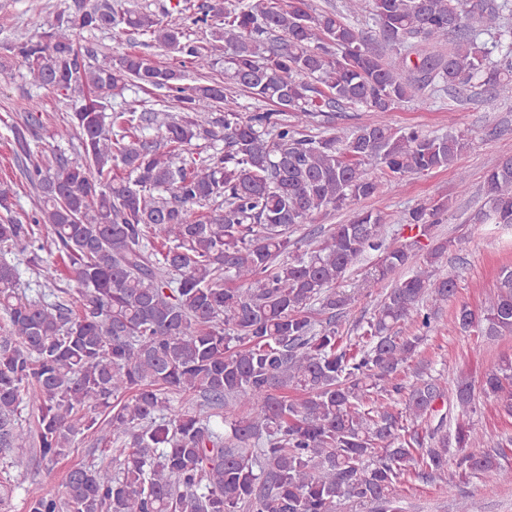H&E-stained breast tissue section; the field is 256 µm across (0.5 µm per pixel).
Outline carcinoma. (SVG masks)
Listing matches in <instances>:
<instances>
[{"label":"carcinoma","mask_w":512,"mask_h":512,"mask_svg":"<svg viewBox=\"0 0 512 512\" xmlns=\"http://www.w3.org/2000/svg\"><path fill=\"white\" fill-rule=\"evenodd\" d=\"M365 11L373 35L351 22ZM191 24L209 28L208 44L187 38ZM115 28L150 37L181 67L81 51L82 31ZM13 49L30 85L77 97L57 135L77 137L81 160L31 145L43 125L31 100L11 127L31 212L12 214L0 184V453L32 448L52 464L84 435L111 453L71 469L63 489L44 487L29 512H338L351 500L400 512L406 473L448 480L438 407L448 393L465 416L457 468L512 481L471 420L480 395L512 416V360L477 385L395 382L421 340L402 327L429 331L456 296L454 277L436 273L452 242H435L423 267L387 289L355 353L336 328L352 303L336 283L368 251L383 280L413 263L412 249L387 245V214L361 209L318 231L310 251L290 250L315 215L452 167L469 146L462 133L380 119L337 127L336 113L381 117L476 87L491 103L512 101V0H343L319 13L308 0H203L191 15L73 0L43 40ZM221 62L223 79L183 84L187 69ZM131 86L176 102L162 139L150 134L158 110L112 106ZM199 140L211 152L188 163L167 150ZM480 192L474 223L511 226V156ZM210 204L207 218L194 216ZM450 208L423 200L403 222L424 231ZM55 254L75 286L57 285ZM8 255L25 256L43 287L19 293ZM453 324L511 336L512 269L483 309L462 304ZM24 411L34 423H20ZM434 417L427 444L404 434L406 421Z\"/></svg>","instance_id":"cac0c4a2"}]
</instances>
